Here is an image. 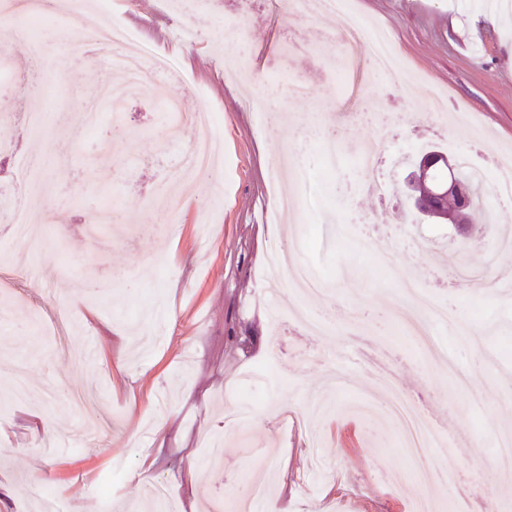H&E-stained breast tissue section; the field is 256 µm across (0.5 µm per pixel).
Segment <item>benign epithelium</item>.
Returning a JSON list of instances; mask_svg holds the SVG:
<instances>
[{"label": "benign epithelium", "instance_id": "7a95c632", "mask_svg": "<svg viewBox=\"0 0 512 512\" xmlns=\"http://www.w3.org/2000/svg\"><path fill=\"white\" fill-rule=\"evenodd\" d=\"M127 139L126 127L119 123L109 124L102 135V141L117 144ZM437 164L455 169L446 156L429 155L416 161L417 170L413 171L404 183V197L412 208L432 224H451L457 232L468 238L473 234L470 222V207L465 185L455 177H448L440 189L433 188L429 172Z\"/></svg>", "mask_w": 512, "mask_h": 512}]
</instances>
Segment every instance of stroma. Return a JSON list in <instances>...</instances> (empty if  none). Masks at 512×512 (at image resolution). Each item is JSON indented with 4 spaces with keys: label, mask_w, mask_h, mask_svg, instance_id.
Masks as SVG:
<instances>
[{
    "label": "stroma",
    "mask_w": 512,
    "mask_h": 512,
    "mask_svg": "<svg viewBox=\"0 0 512 512\" xmlns=\"http://www.w3.org/2000/svg\"><path fill=\"white\" fill-rule=\"evenodd\" d=\"M10 2L0 0L10 59L0 138L46 161L35 190L0 158V199H22L32 232L22 242L0 228V512H39L33 478L61 512H134L154 479L168 482L178 512H237L239 476L269 461L279 469L271 495L294 512H317L322 499L336 512H409L413 486L387 483L407 462L373 382L381 367L447 438L425 451L431 472L456 473L457 491L434 489L437 512H512V490L493 482L497 439L512 431V247L497 245L512 203H496L487 180L496 206L471 213L476 231L464 239L407 205L410 160L377 184L357 164L367 137L391 153L417 145L455 158L478 140L477 160L512 155V24L486 0L469 11L461 0H352L414 75L400 86L372 68L367 42L338 58L335 39L315 42L317 20L284 0H203L190 12L174 0H93L87 16L63 8L42 24ZM115 20L179 70L161 88L124 85L131 155L81 129L100 86L83 32ZM187 27L195 40L183 46L174 32ZM55 29L69 30L65 46L47 41ZM294 80L305 95L292 96ZM164 95L219 120L214 169L179 185ZM439 96L463 122H431ZM21 104L45 113L40 132L8 125ZM297 163L325 183L328 212L300 197ZM276 189L298 197L277 216ZM170 191L174 213L161 205ZM107 203L118 222H103ZM368 227L398 252L396 271L381 269ZM96 237L111 251L94 252ZM454 250L505 286L442 288ZM274 253L276 291L265 275ZM305 262L324 300L286 276ZM407 277L453 315L428 325L450 368L398 331L391 309ZM294 301L329 318L331 333L311 335ZM367 401L376 419L353 413ZM229 407L249 421L227 424Z\"/></svg>",
    "instance_id": "stroma-1"
}]
</instances>
